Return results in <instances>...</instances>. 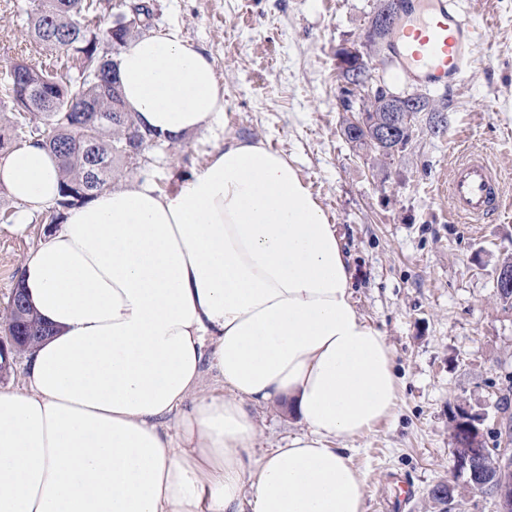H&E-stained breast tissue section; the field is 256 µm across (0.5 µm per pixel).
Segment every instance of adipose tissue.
<instances>
[{
	"label": "adipose tissue",
	"instance_id": "1",
	"mask_svg": "<svg viewBox=\"0 0 512 512\" xmlns=\"http://www.w3.org/2000/svg\"><path fill=\"white\" fill-rule=\"evenodd\" d=\"M117 77L158 140L223 117L211 58L178 35L129 41ZM59 171L32 142L0 158L28 215ZM351 281L338 226L260 140L214 145L176 190L145 178L70 208L18 279L51 334L25 388H0V512H367L346 446L399 380ZM207 366L222 394H199ZM250 402L302 432L255 455Z\"/></svg>",
	"mask_w": 512,
	"mask_h": 512
}]
</instances>
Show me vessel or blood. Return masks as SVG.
Returning <instances> with one entry per match:
<instances>
[{
    "label": "vessel or blood",
    "mask_w": 512,
    "mask_h": 512,
    "mask_svg": "<svg viewBox=\"0 0 512 512\" xmlns=\"http://www.w3.org/2000/svg\"><path fill=\"white\" fill-rule=\"evenodd\" d=\"M399 14L390 53L402 79L449 87L473 76L483 32L458 0H401ZM436 189L448 196L452 215L467 224L505 206L501 175L480 151L453 156Z\"/></svg>",
    "instance_id": "b4317fda"
}]
</instances>
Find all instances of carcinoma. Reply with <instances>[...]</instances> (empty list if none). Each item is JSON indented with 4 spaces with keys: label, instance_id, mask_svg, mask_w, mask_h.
Listing matches in <instances>:
<instances>
[{
    "label": "carcinoma",
    "instance_id": "carcinoma-1",
    "mask_svg": "<svg viewBox=\"0 0 512 512\" xmlns=\"http://www.w3.org/2000/svg\"><path fill=\"white\" fill-rule=\"evenodd\" d=\"M141 27L152 28L151 0H130ZM33 51L37 61L18 60L0 70V112L8 125H0V148L7 142L41 141L60 160L61 183L56 205L42 212L47 224H57L63 211L92 199L105 189L114 169H138L151 131L133 112L125 109L114 91L118 57L133 38L125 26L101 21L97 0H28ZM24 334H43L41 319L27 309L16 318ZM453 461L464 458L466 449L458 440L464 424L478 426V417L456 413L451 419ZM469 490L495 496L505 482H512V468L501 465L499 453L488 449L479 475H455ZM431 499L447 505L458 495V486L438 483Z\"/></svg>",
    "mask_w": 512,
    "mask_h": 512
}]
</instances>
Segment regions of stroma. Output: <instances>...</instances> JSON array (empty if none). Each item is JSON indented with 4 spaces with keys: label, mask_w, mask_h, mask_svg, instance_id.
I'll return each mask as SVG.
<instances>
[{
    "label": "stroma",
    "mask_w": 512,
    "mask_h": 512,
    "mask_svg": "<svg viewBox=\"0 0 512 512\" xmlns=\"http://www.w3.org/2000/svg\"><path fill=\"white\" fill-rule=\"evenodd\" d=\"M28 0H0V68L24 57ZM377 0H153L152 31L203 49L224 86V117L210 132L149 145L136 172L165 191L208 161L230 137L263 140L292 160L338 225L353 270L359 314L394 352L398 404L389 419L350 444L369 512H442L430 489L453 477L451 416H482L487 447L512 436V306L494 288L512 259V210L477 224L452 221L434 177L460 144L483 150L512 197V0H465L483 29L476 75L432 94L446 97L448 123L420 113L412 139L377 160L340 131L336 50L362 36ZM47 230L0 222V322L18 269ZM256 451L278 447L302 426L280 405H253ZM414 496L395 503L394 481Z\"/></svg>",
    "instance_id": "35a3bbf8"
}]
</instances>
